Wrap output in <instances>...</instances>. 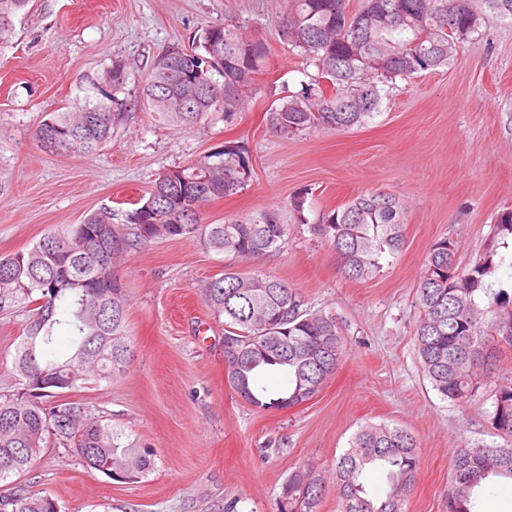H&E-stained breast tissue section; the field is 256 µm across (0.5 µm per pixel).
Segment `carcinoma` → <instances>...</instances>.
Returning a JSON list of instances; mask_svg holds the SVG:
<instances>
[{"instance_id":"cac0c4a2","label":"carcinoma","mask_w":512,"mask_h":512,"mask_svg":"<svg viewBox=\"0 0 512 512\" xmlns=\"http://www.w3.org/2000/svg\"><path fill=\"white\" fill-rule=\"evenodd\" d=\"M31 0H0V46L14 34V19ZM512 24V0H287L277 38L298 50L316 68L311 83L273 106L267 117L272 133L288 136L309 130L344 131L379 111L384 86L409 81L447 65L462 34L472 36L483 16ZM269 48L232 25L208 26L191 46H172L156 56L142 86V103L164 122L191 125L208 118L237 122ZM112 74L103 89L104 72ZM128 66L114 59L78 86L85 104L53 112L41 122L42 150L66 156L91 153L112 139L124 117L118 94ZM252 154L241 141L158 174L149 196L127 211L124 224L112 223L102 207L81 224H66L44 235L25 253L0 258V304L28 308L15 348L14 389L0 392V481L27 469L46 448L75 452L83 465L108 478L135 483L151 469V452L80 400L62 401L60 391L77 393L91 384L124 374L131 360L126 337L127 298L117 268L133 251L163 238L197 240L204 248L236 260L278 251L288 234V219L309 223L308 192L291 197L286 212L259 210L227 216L222 224L202 223L210 201L236 195L253 182ZM317 235L329 243L349 279L369 280L382 260L404 248L405 208L395 195L360 192L344 205L319 214ZM502 247L512 237V211L496 227ZM112 284L98 280L101 261ZM512 254H491L473 264H456L455 245L435 242L417 286L421 310L414 342L420 370L444 401L468 403L479 379L492 373L498 354L512 347V284L491 280ZM200 295L213 315L224 320V362L229 386L261 411L287 410L313 398L336 371L347 347L336 320L303 308L297 293L263 271L241 273L224 267L203 282ZM73 333L69 355L49 353L55 326ZM262 370L288 375V386L271 392L258 385ZM488 423L512 438V382L499 387ZM386 470L387 490L376 495L366 485L369 471ZM420 469L417 438L408 430L367 422L348 442L335 464L339 512H404ZM512 481V448L471 443L450 459L448 512H480L482 493L494 479ZM327 491L323 476L300 465L284 480L279 512H318ZM0 512H59L48 494L0 497Z\"/></svg>"}]
</instances>
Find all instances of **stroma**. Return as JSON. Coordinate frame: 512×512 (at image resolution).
I'll use <instances>...</instances> for the list:
<instances>
[{
    "mask_svg": "<svg viewBox=\"0 0 512 512\" xmlns=\"http://www.w3.org/2000/svg\"><path fill=\"white\" fill-rule=\"evenodd\" d=\"M286 0H31L0 49V257L30 249L46 232L82 223L102 207L113 223L148 197L163 170L244 141L256 176L243 193L215 199L206 222L230 214L284 209L310 190L313 213L364 191L395 194L407 207L406 244L374 279L339 270L333 248L311 225L290 223L280 251L245 261L285 280L306 308L335 317L348 353L319 393L287 411H258L224 374V326L199 286L221 276L224 255L186 238L151 242L118 270L128 298L133 357L126 373L78 397L150 447L153 468L123 484L87 470L78 456L46 449L21 476L0 484L51 495L60 512H277L280 487L296 465L331 474L364 421L404 427L419 443L421 467L405 512H448L449 462L471 442L503 444L487 421L500 384L512 379L502 351L473 401L440 399L414 351L416 288L431 246L448 238L466 266L497 240L512 211V25L489 15L447 67L387 84L380 110L349 130L288 136L269 132L266 113L300 91L315 67L282 44L275 26ZM232 24L265 40L269 58L257 93L236 124L208 120L176 127L141 102L154 57L188 44L202 28ZM130 66L121 93L127 116L112 139L85 155L56 156L37 141L40 122L83 105L80 77L112 59ZM26 312L0 309V391L12 367Z\"/></svg>",
    "mask_w": 512,
    "mask_h": 512,
    "instance_id": "1",
    "label": "stroma"
}]
</instances>
